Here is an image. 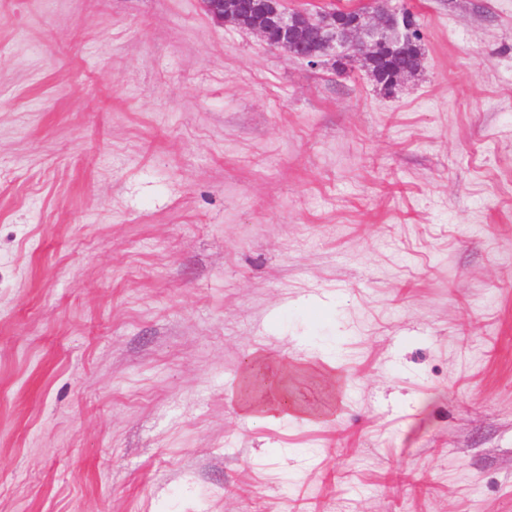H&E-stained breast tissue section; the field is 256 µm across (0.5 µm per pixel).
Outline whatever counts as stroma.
Segmentation results:
<instances>
[{
  "mask_svg": "<svg viewBox=\"0 0 512 512\" xmlns=\"http://www.w3.org/2000/svg\"><path fill=\"white\" fill-rule=\"evenodd\" d=\"M388 5L389 93L200 0H0V512H512V0Z\"/></svg>",
  "mask_w": 512,
  "mask_h": 512,
  "instance_id": "stroma-1",
  "label": "stroma"
}]
</instances>
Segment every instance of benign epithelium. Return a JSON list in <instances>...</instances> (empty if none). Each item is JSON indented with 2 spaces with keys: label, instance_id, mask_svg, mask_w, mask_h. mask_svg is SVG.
Masks as SVG:
<instances>
[{
  "label": "benign epithelium",
  "instance_id": "benign-epithelium-1",
  "mask_svg": "<svg viewBox=\"0 0 512 512\" xmlns=\"http://www.w3.org/2000/svg\"><path fill=\"white\" fill-rule=\"evenodd\" d=\"M205 12L220 23H231L256 33L267 45L286 50L289 56L317 66L330 50L341 48L359 60L374 79L387 78L398 86L420 70V55L414 65L392 68L389 62L409 52L401 43L395 17L377 8L357 16L338 17L325 11L312 18L286 9L284 0H201Z\"/></svg>",
  "mask_w": 512,
  "mask_h": 512
}]
</instances>
